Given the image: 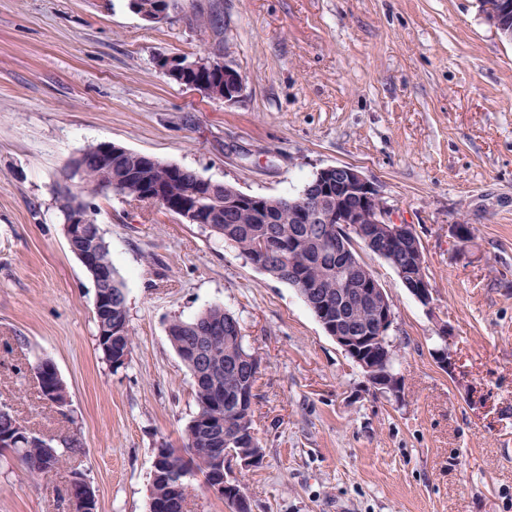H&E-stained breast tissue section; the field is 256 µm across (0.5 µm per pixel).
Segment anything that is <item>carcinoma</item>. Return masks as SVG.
<instances>
[{"label":"carcinoma","mask_w":512,"mask_h":512,"mask_svg":"<svg viewBox=\"0 0 512 512\" xmlns=\"http://www.w3.org/2000/svg\"><path fill=\"white\" fill-rule=\"evenodd\" d=\"M107 181V176L95 162H87L85 185L96 188ZM168 184L174 193L182 195L195 183V172L163 161L145 168L137 153L123 150L112 158V192L136 201L147 199L154 184ZM215 196L206 195L201 188V203L210 210L212 218L205 228L238 249L252 266L261 258L274 259L289 251L288 265L281 273L268 270V276L294 288H317L334 298L338 288L336 266L352 262V251L336 249V228L322 224L311 215L301 214L296 207L282 201L270 209L259 211L252 207L230 204L238 188L230 183H217ZM264 244L265 255L256 253V246ZM110 307L96 312L98 347L104 359L112 362V351L131 353L132 334L129 328L127 300L117 272H112V285L105 289ZM222 331L214 343L207 344L209 331ZM169 341L192 375L199 378L195 384L196 413L186 425L181 455L164 442L167 453L161 455L160 467L153 470L149 512H188L183 508L184 498L177 484H191V478L201 474L209 484L216 465L211 455L213 448H227V437L253 429V411L238 408L235 396L257 384L251 373L250 353L243 343L241 326L236 317L219 305L211 306L190 321L173 320L168 327ZM205 349L207 356L199 363L194 352ZM79 441L65 440L62 446H48L46 441L26 442L14 449L31 472H44V464L56 467L69 453L76 452Z\"/></svg>","instance_id":"obj_1"}]
</instances>
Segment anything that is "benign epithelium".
<instances>
[{
	"mask_svg": "<svg viewBox=\"0 0 512 512\" xmlns=\"http://www.w3.org/2000/svg\"><path fill=\"white\" fill-rule=\"evenodd\" d=\"M132 9L146 21L159 23L166 17L168 0H157L153 7H143L139 0H130ZM512 12V0H497L488 5L487 23L501 31L503 37L512 42V32L501 24V17ZM158 68L168 77L180 75L187 67L195 69L208 66L224 72V103L227 105L238 102L242 95L244 82L242 75L229 62L213 59L208 56L189 60L182 58H164L157 62ZM117 146L110 142L94 145L91 151L96 156L97 164L107 170H112V155ZM86 168V155L80 154L67 167L64 182L60 192L76 195V200L70 208L62 212L63 228L67 244L80 262L89 269L98 282L110 279V273L98 268L96 253L87 246V242L96 236L95 230L89 224L91 208L84 199L86 186L83 182ZM316 184L322 192L305 195L296 201V205L313 214L325 224L336 225V242L343 245L361 242L364 246L389 243L402 248L412 245L415 263L408 267H395L401 283L423 305L433 301V289L426 272L424 249L420 239L410 224H398L391 219L390 208L382 200V194L377 184L362 171L351 165H335L321 168L316 172ZM177 214L187 224H202L206 213L200 206L192 204L188 199L176 207ZM344 287L336 289V308H331L327 300H321L314 310L318 321L325 332L332 336L343 350L366 372L374 388L384 392L393 388L386 379L373 378L377 370L378 360L370 353L373 346L385 349L387 336L394 329L395 312L392 301L381 286L373 271L363 265L343 267ZM367 303L371 322L369 329L373 334L358 336L357 325L354 324L352 306L355 303ZM33 374L44 380L41 384L43 391L55 395L52 391L53 380L58 376L57 368L49 364H35ZM29 429L20 423L11 427H0V447L9 444L15 448L25 442ZM237 447L223 450L213 449L217 475L207 486L212 494L226 498L235 495L234 507L248 506L249 495L236 490L238 482L228 478V463L240 461L243 466H252L260 460V455H252L247 450L249 443L254 441L256 434H236ZM93 490L89 485H77L71 489L69 500L70 512H94Z\"/></svg>",
	"mask_w": 512,
	"mask_h": 512,
	"instance_id": "7a95c632",
	"label": "benign epithelium"
}]
</instances>
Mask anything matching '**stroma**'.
Instances as JSON below:
<instances>
[{"instance_id":"35a3bbf8","label":"stroma","mask_w":512,"mask_h":512,"mask_svg":"<svg viewBox=\"0 0 512 512\" xmlns=\"http://www.w3.org/2000/svg\"><path fill=\"white\" fill-rule=\"evenodd\" d=\"M197 9L219 29L191 24ZM217 52L244 80L232 105L156 64ZM100 142L267 197L330 165L372 178L414 225L434 292L423 306L359 249L393 304L400 395L374 391L296 288L203 225L112 193L89 203L134 338L113 369L55 201ZM213 305L260 362L263 457L231 469L250 512H512V43L478 0H171L156 24L129 0H0V407L80 443L45 473L0 450V512H68L75 471L98 512H148L153 452L181 446L196 412L167 328ZM41 359L67 411L42 400Z\"/></svg>"}]
</instances>
